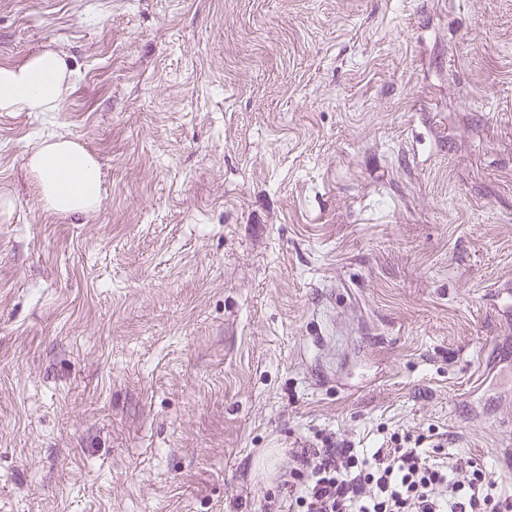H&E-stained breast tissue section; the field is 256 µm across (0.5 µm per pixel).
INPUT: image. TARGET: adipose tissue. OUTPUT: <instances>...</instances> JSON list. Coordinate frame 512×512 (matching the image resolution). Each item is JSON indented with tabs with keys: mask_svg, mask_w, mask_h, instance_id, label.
<instances>
[{
	"mask_svg": "<svg viewBox=\"0 0 512 512\" xmlns=\"http://www.w3.org/2000/svg\"><path fill=\"white\" fill-rule=\"evenodd\" d=\"M72 70L64 56L45 51L14 66L0 67V112H51L69 84ZM38 198L63 215H86L99 209L100 165L77 142L59 139L43 144L31 157Z\"/></svg>",
	"mask_w": 512,
	"mask_h": 512,
	"instance_id": "adipose-tissue-1",
	"label": "adipose tissue"
}]
</instances>
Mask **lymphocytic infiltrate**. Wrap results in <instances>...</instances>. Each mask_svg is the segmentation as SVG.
Segmentation results:
<instances>
[{
  "mask_svg": "<svg viewBox=\"0 0 512 512\" xmlns=\"http://www.w3.org/2000/svg\"><path fill=\"white\" fill-rule=\"evenodd\" d=\"M318 439L280 474L288 512H512V492L487 466L450 454L441 439L395 431L375 448L333 432Z\"/></svg>",
  "mask_w": 512,
  "mask_h": 512,
  "instance_id": "f902f5d3",
  "label": "lymphocytic infiltrate"
}]
</instances>
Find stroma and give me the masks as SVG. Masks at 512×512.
Returning a JSON list of instances; mask_svg holds the SVG:
<instances>
[{
	"label": "stroma",
	"instance_id": "1",
	"mask_svg": "<svg viewBox=\"0 0 512 512\" xmlns=\"http://www.w3.org/2000/svg\"><path fill=\"white\" fill-rule=\"evenodd\" d=\"M0 512H264L296 448L436 431L512 487V0H0ZM62 134L102 204L45 210ZM71 77L68 62L55 51L35 54L20 65L1 66L0 112H52Z\"/></svg>",
	"mask_w": 512,
	"mask_h": 512
}]
</instances>
